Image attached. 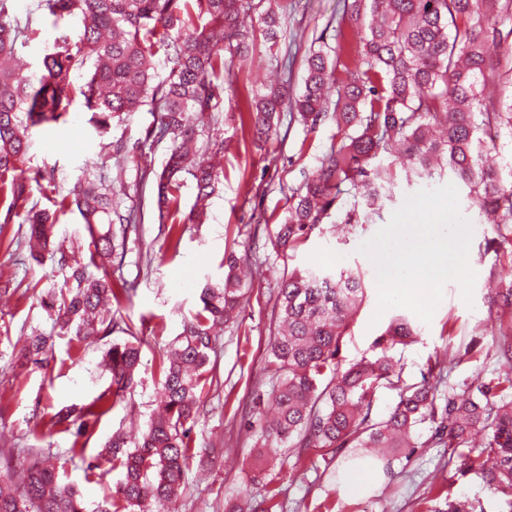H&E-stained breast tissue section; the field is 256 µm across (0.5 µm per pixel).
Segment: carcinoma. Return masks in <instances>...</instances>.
<instances>
[{"label": "carcinoma", "mask_w": 512, "mask_h": 512, "mask_svg": "<svg viewBox=\"0 0 512 512\" xmlns=\"http://www.w3.org/2000/svg\"><path fill=\"white\" fill-rule=\"evenodd\" d=\"M11 2L0 0V195L16 202L32 184L52 183L51 174H29L32 130L67 122L75 102L92 113L100 135L120 114L149 106L157 114L150 134L171 142L156 175L160 216L171 220L172 236L182 224L205 223V202L216 192L220 173L210 161L212 148L197 147L199 127L206 116L224 111L234 60L249 52L256 36L272 47L280 43L278 0H37L36 9L57 22L83 17L76 36L62 31L45 50L40 75L18 64L29 23L12 13ZM257 12L262 27L246 30L242 18ZM342 21L365 30L342 68L329 52L313 49L298 95L271 85L251 99L248 117H239L265 140L275 134L287 105L308 131L328 119L336 123V144L301 186L290 189L285 216L270 230L274 245L294 249L332 216L348 225L373 222L392 196L393 166L399 165L409 181L446 174L468 189L478 218L494 224L491 244L512 246V164L491 167L485 160L489 150L503 151L496 143L501 135L512 144V0H345ZM160 54L171 63L161 80L155 73ZM83 69L89 75L73 85L71 73ZM494 79L498 100L487 105L484 91ZM187 176L196 199L183 213ZM349 194L355 201L346 209ZM72 205L84 220L82 257L54 245L55 224L46 211L30 209L24 223L31 259L41 264L48 256L64 272L62 286L40 291L52 330L90 346L118 326L105 306L131 297L132 289L112 281L109 269L116 230L136 226L140 217L134 209L122 210L111 172L97 161L87 165L73 199L55 202L61 210ZM224 268V281L201 289L199 308L162 354L158 407L142 438L130 442L115 433L106 454L90 459L82 443L136 384L141 345L138 330L127 323L122 331L128 339L108 347L100 362L110 390L75 416L61 410L42 420L69 434L71 446L29 448L24 458L0 463V512H152L155 504L174 502L189 461L198 455L192 430L209 381L216 329L235 321L246 295L234 253L224 256ZM499 284L491 291L500 335L493 346L511 371L450 394L438 407L434 390L402 381L387 355L417 335L404 315L395 316L377 339L384 355L343 366V340L365 298L359 271L308 268L282 277L279 330L267 360L272 390L245 422L260 444L249 484H263L265 494L244 512H284L281 491L273 487L278 458L268 448L284 441L295 448L292 468L302 473L319 470L320 459L327 466L338 457L343 466H389L417 448L439 445L451 455L466 448L460 474L478 475L499 497V512H512V266L499 275ZM47 346L48 337L33 335L21 356L40 364ZM380 387L398 390L399 401L375 421L371 406ZM77 457L88 476L104 459L122 471L112 495L91 510L78 487L64 480V461ZM426 503V512H484L442 487Z\"/></svg>", "instance_id": "cac0c4a2"}]
</instances>
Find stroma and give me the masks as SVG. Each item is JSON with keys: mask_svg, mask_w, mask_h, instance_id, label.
<instances>
[{"mask_svg": "<svg viewBox=\"0 0 512 512\" xmlns=\"http://www.w3.org/2000/svg\"><path fill=\"white\" fill-rule=\"evenodd\" d=\"M33 2L13 0L12 6L19 17L32 19L30 41L19 53L36 72L59 28L49 14L32 13ZM343 9L344 0H302L285 20L283 44L271 49L256 44L249 65L234 69L233 85L224 93V120L203 126L204 140L226 144L221 182L209 202L206 222L184 225L179 245L170 243L167 226L159 217L155 179L141 177L142 168L161 170L170 146L169 141L149 138L153 113L143 108L122 114L112 120L102 138L90 124L89 112L80 106L67 123L34 130L30 164L54 170L55 182L46 189L32 188L18 202L0 201V453L37 448L49 439L55 447H69L67 434L45 438L36 430L38 423L60 410L80 408L102 393L110 378L98 367L101 355L110 343L126 338L116 330L95 346L75 348L68 346L66 338L53 336L47 366L19 358L32 331L50 333L52 329L37 293L25 290V282L37 279L47 287L63 281L51 264H31L24 216L31 206L50 210L55 200L72 195L84 180L85 159L95 156L104 140H123L136 153L135 160L125 162L114 190L125 206L140 212L141 222L117 244L112 275L136 288L132 302L116 307L115 317L138 328L142 366L131 398L116 404L98 422L86 443L87 455L101 452L115 432L137 440L146 431L161 388L159 359L181 333L184 319L197 309L205 281L222 279L227 251L242 258L239 272L249 288V299L236 323L220 333L211 356L213 383L192 437L198 452L210 456L212 465L205 473L189 466L179 491V512H224L226 501L236 500L238 487L253 465L255 439L241 428L240 419L254 398L271 387L264 367L269 338L277 326L274 288L283 273L312 266L360 271L367 296L351 322L341 356L347 363L380 356L374 341L395 312L390 309L375 317L376 271L359 247L389 223L407 196L424 189V182H399L374 223L355 225L345 235L327 224L297 250L282 253L271 244L266 221L283 218L289 188L300 186L317 167L335 140L336 126L328 121L308 133L298 122L285 118L272 144L264 145L255 142L237 120L266 84L284 83L300 91L307 53L323 42L335 44ZM285 52L292 62L283 70L276 57ZM459 204L463 216L474 222L473 302L465 304L459 285L447 283L431 323H419L413 342L392 352L404 381L429 385L441 399L498 373L500 363L491 346L493 310L487 295L495 288L501 268L512 263V249L488 247L492 227L475 223L476 213L470 210L467 197H460ZM448 347L462 351V358L433 369L435 357ZM459 465V458L449 456L447 449L420 448L409 459L395 463L391 473H378L370 488L355 498L344 496L325 474L292 477L284 472L276 484L289 504L311 500L333 506L334 512H421L429 489L439 486L480 503L485 512H498L497 496L477 475H460Z\"/></svg>", "mask_w": 512, "mask_h": 512, "instance_id": "1", "label": "stroma"}]
</instances>
